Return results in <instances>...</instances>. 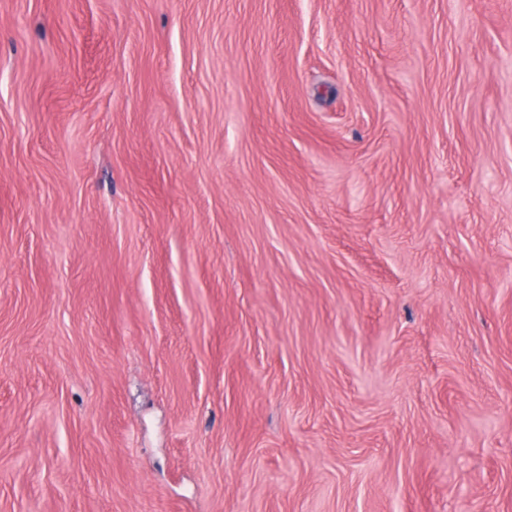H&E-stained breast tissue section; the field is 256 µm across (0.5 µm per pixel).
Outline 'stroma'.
<instances>
[{
    "mask_svg": "<svg viewBox=\"0 0 512 512\" xmlns=\"http://www.w3.org/2000/svg\"><path fill=\"white\" fill-rule=\"evenodd\" d=\"M0 512H512V0H0Z\"/></svg>",
    "mask_w": 512,
    "mask_h": 512,
    "instance_id": "obj_1",
    "label": "stroma"
}]
</instances>
